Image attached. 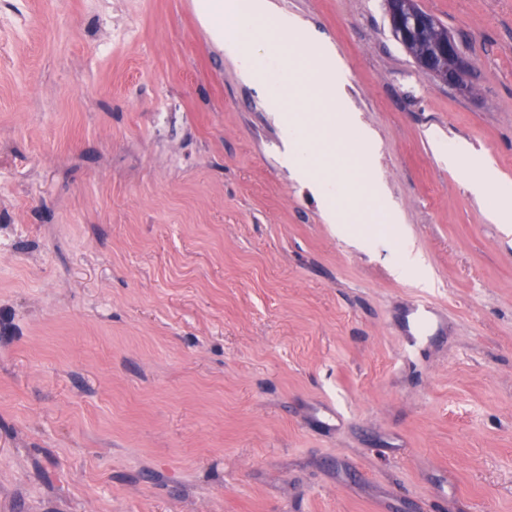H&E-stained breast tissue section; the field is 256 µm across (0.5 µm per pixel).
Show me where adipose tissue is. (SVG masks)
Segmentation results:
<instances>
[{
    "mask_svg": "<svg viewBox=\"0 0 512 512\" xmlns=\"http://www.w3.org/2000/svg\"><path fill=\"white\" fill-rule=\"evenodd\" d=\"M448 165L465 169L470 191L484 196L487 191H495L500 206L494 210L492 219L503 227L512 226V181L503 178L492 165L476 157L470 147L463 142L455 143L448 151Z\"/></svg>",
    "mask_w": 512,
    "mask_h": 512,
    "instance_id": "ef3b65f1",
    "label": "adipose tissue"
}]
</instances>
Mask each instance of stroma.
Listing matches in <instances>:
<instances>
[{
  "label": "stroma",
  "instance_id": "1",
  "mask_svg": "<svg viewBox=\"0 0 512 512\" xmlns=\"http://www.w3.org/2000/svg\"><path fill=\"white\" fill-rule=\"evenodd\" d=\"M273 2L371 135L367 249L194 0H0V512H512V235L446 162L512 180V0H418L467 94L384 0ZM416 63L422 70L431 73L456 91H466L467 85L464 78L468 63L463 57L459 43L449 33L434 41L432 53L418 54Z\"/></svg>",
  "mask_w": 512,
  "mask_h": 512
}]
</instances>
